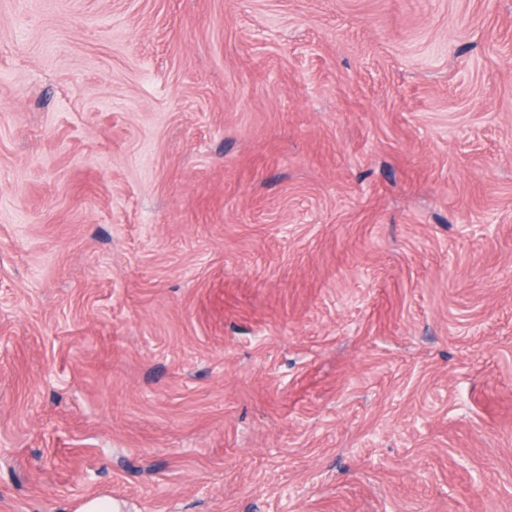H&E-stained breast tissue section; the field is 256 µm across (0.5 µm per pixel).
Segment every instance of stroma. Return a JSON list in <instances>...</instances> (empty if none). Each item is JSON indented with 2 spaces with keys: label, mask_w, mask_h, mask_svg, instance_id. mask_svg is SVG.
<instances>
[{
  "label": "stroma",
  "mask_w": 512,
  "mask_h": 512,
  "mask_svg": "<svg viewBox=\"0 0 512 512\" xmlns=\"http://www.w3.org/2000/svg\"><path fill=\"white\" fill-rule=\"evenodd\" d=\"M512 512V0H0V512Z\"/></svg>",
  "instance_id": "35a3bbf8"
}]
</instances>
